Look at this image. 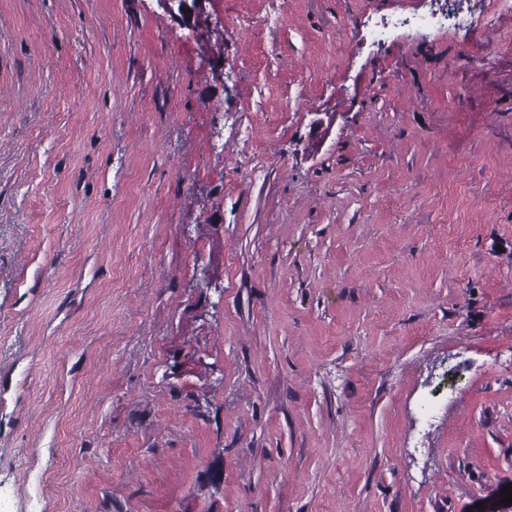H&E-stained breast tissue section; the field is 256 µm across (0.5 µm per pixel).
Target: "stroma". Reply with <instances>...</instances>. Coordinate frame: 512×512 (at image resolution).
<instances>
[{"instance_id":"1","label":"stroma","mask_w":512,"mask_h":512,"mask_svg":"<svg viewBox=\"0 0 512 512\" xmlns=\"http://www.w3.org/2000/svg\"><path fill=\"white\" fill-rule=\"evenodd\" d=\"M492 2L0 0V512H512ZM166 8L172 16L176 17L184 30L187 37L199 39L203 35V29L200 22H195V15L201 8V3L193 0H165ZM185 10H189L185 14ZM439 23L434 14L428 18L418 13H398L390 18H382L380 22H376L369 30V35L373 41H382V37L387 34L391 29L403 26H416L425 21Z\"/></svg>"}]
</instances>
